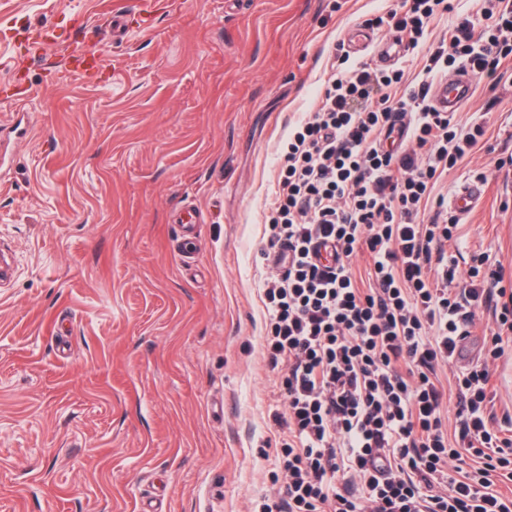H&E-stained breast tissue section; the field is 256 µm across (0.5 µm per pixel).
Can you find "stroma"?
<instances>
[{
  "instance_id": "obj_1",
  "label": "stroma",
  "mask_w": 512,
  "mask_h": 512,
  "mask_svg": "<svg viewBox=\"0 0 512 512\" xmlns=\"http://www.w3.org/2000/svg\"><path fill=\"white\" fill-rule=\"evenodd\" d=\"M0 0V512H258L286 482L262 362L267 199L337 44L389 0ZM476 79L449 254L512 277V59ZM196 251L184 262L185 210ZM512 411V347L485 359ZM482 193L481 184L468 183L462 185L452 199L453 209L459 215H469L479 206Z\"/></svg>"
}]
</instances>
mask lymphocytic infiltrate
Masks as SVG:
<instances>
[{
  "instance_id": "1",
  "label": "lymphocytic infiltrate",
  "mask_w": 512,
  "mask_h": 512,
  "mask_svg": "<svg viewBox=\"0 0 512 512\" xmlns=\"http://www.w3.org/2000/svg\"><path fill=\"white\" fill-rule=\"evenodd\" d=\"M490 28L466 18L432 43L427 31L453 0H399L374 18L424 49L426 79L368 61L332 70L318 107L288 137L275 182L269 248L279 276L260 299V342L285 377L270 414L286 435L287 484L263 512H512V436L497 424L491 375L472 365L445 387L477 310L498 357L512 334V286L478 255L466 276L444 249L457 231L440 178L471 153L486 123L436 111L429 76L469 68L497 86L512 56V0H485ZM369 257L365 271L351 258ZM459 401L448 424L449 395Z\"/></svg>"
}]
</instances>
